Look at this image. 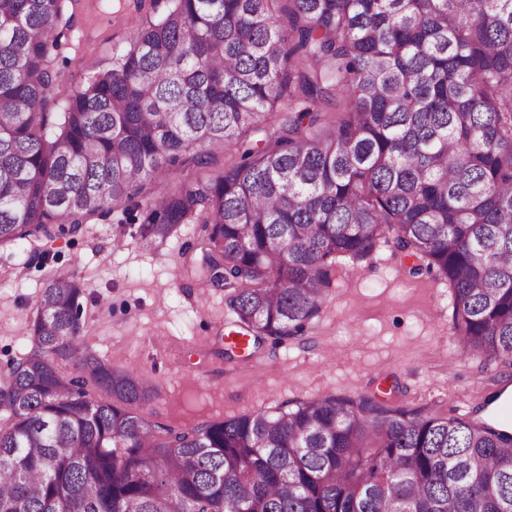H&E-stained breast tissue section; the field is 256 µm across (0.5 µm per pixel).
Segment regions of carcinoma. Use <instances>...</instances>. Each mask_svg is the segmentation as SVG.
<instances>
[{"label": "carcinoma", "instance_id": "carcinoma-1", "mask_svg": "<svg viewBox=\"0 0 512 512\" xmlns=\"http://www.w3.org/2000/svg\"><path fill=\"white\" fill-rule=\"evenodd\" d=\"M0 0V247L78 234L146 181L150 245L198 225L188 277L254 343L297 339L378 243L452 288L462 348L512 368V0H150L112 69L48 59L67 4ZM340 99L324 125L323 106ZM81 278L49 270L0 380V507L24 512H512V429L321 395L180 428L85 346ZM102 391L97 399L92 391ZM241 160V152L236 147H229L226 149H219L213 152V158L211 164L201 168H189L184 171H171L167 174L166 179L163 183L147 182L139 194L137 200H141L140 203L144 204L142 198L152 195L154 192L162 188L163 185H167L168 188H175L185 178H203L208 179L216 176L225 169L236 165Z\"/></svg>", "mask_w": 512, "mask_h": 512}]
</instances>
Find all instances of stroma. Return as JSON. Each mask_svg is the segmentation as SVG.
<instances>
[{"label": "stroma", "instance_id": "obj_1", "mask_svg": "<svg viewBox=\"0 0 512 512\" xmlns=\"http://www.w3.org/2000/svg\"><path fill=\"white\" fill-rule=\"evenodd\" d=\"M74 12L53 62L71 89L111 67L139 18L133 0H78ZM240 160L237 148L216 150L210 165L169 172L164 183H146L142 194L188 177L211 178ZM125 220L123 208H114L48 248L57 266L76 268L81 277L84 344L155 388L144 407L148 418L185 426L320 395L388 391L396 403L481 422L493 413L488 398L512 385V368L492 374L481 359L462 354L447 280L410 274L407 259L386 244L350 265L301 338L224 358L237 331L224 292L196 287L184 273L195 225L150 246L121 235ZM44 276L30 263L28 246L0 248V375L30 346L26 325Z\"/></svg>", "mask_w": 512, "mask_h": 512}]
</instances>
